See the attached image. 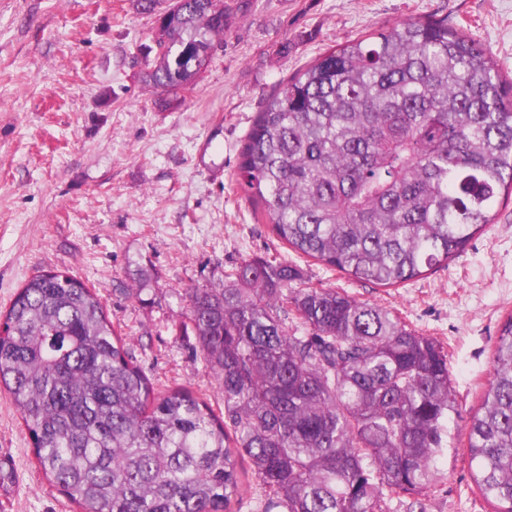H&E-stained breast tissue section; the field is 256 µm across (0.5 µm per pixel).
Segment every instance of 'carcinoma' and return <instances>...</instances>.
Returning a JSON list of instances; mask_svg holds the SVG:
<instances>
[{"instance_id": "cac0c4a2", "label": "carcinoma", "mask_w": 512, "mask_h": 512, "mask_svg": "<svg viewBox=\"0 0 512 512\" xmlns=\"http://www.w3.org/2000/svg\"><path fill=\"white\" fill-rule=\"evenodd\" d=\"M155 16L143 80L179 108L248 0H136ZM239 184L276 237L388 288L463 252L512 199V79L443 19L373 28L284 80L241 149ZM230 286L194 288L187 318L224 416L159 390L99 295L38 272L3 316L0 388L39 470L82 512H231L241 467L256 512H427L458 397L448 353L390 310L253 257ZM295 321L288 326V320ZM484 499L512 512V316L471 417Z\"/></svg>"}]
</instances>
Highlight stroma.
I'll list each match as a JSON object with an SVG mask.
<instances>
[{"instance_id":"stroma-1","label":"stroma","mask_w":512,"mask_h":512,"mask_svg":"<svg viewBox=\"0 0 512 512\" xmlns=\"http://www.w3.org/2000/svg\"><path fill=\"white\" fill-rule=\"evenodd\" d=\"M428 16L464 29L512 74V0H251L194 93L162 111L142 81L155 18L134 0H0V311L35 272H69L98 290L155 387L190 389L220 415L189 293L223 287L256 256L295 263L305 285L381 304L443 345L460 407L427 512H495L467 442L512 314V202L447 265L382 288L292 251L236 182L247 135L284 79L372 26ZM0 472V512H73L3 391Z\"/></svg>"}]
</instances>
